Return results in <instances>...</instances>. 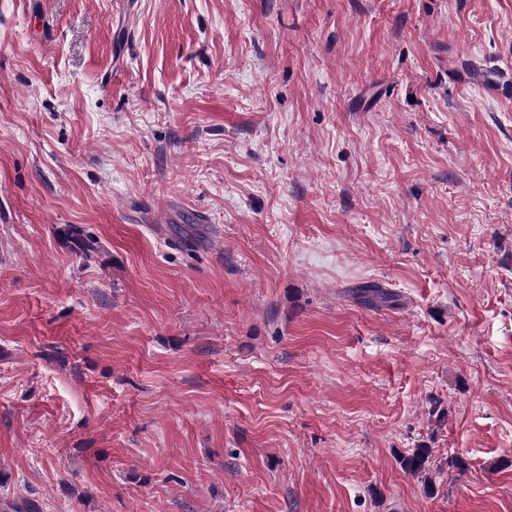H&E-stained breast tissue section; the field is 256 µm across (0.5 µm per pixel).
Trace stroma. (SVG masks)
Returning a JSON list of instances; mask_svg holds the SVG:
<instances>
[{
    "mask_svg": "<svg viewBox=\"0 0 512 512\" xmlns=\"http://www.w3.org/2000/svg\"><path fill=\"white\" fill-rule=\"evenodd\" d=\"M20 496L512 512V0H0Z\"/></svg>",
    "mask_w": 512,
    "mask_h": 512,
    "instance_id": "35a3bbf8",
    "label": "stroma"
}]
</instances>
